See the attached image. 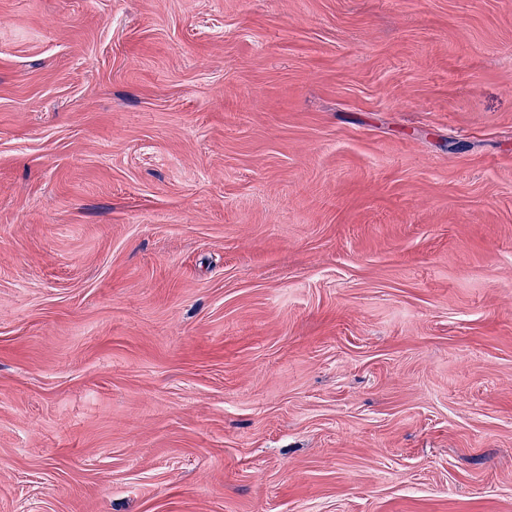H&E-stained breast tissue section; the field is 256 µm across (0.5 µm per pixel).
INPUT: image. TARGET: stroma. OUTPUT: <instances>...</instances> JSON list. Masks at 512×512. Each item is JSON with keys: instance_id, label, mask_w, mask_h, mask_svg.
I'll list each match as a JSON object with an SVG mask.
<instances>
[{"instance_id": "1", "label": "stroma", "mask_w": 512, "mask_h": 512, "mask_svg": "<svg viewBox=\"0 0 512 512\" xmlns=\"http://www.w3.org/2000/svg\"><path fill=\"white\" fill-rule=\"evenodd\" d=\"M0 512H512V0H0Z\"/></svg>"}]
</instances>
